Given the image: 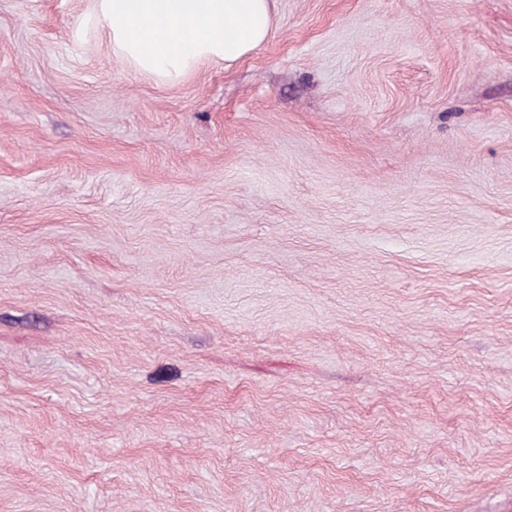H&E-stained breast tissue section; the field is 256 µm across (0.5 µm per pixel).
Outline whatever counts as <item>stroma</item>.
Masks as SVG:
<instances>
[{"label": "stroma", "instance_id": "stroma-1", "mask_svg": "<svg viewBox=\"0 0 512 512\" xmlns=\"http://www.w3.org/2000/svg\"><path fill=\"white\" fill-rule=\"evenodd\" d=\"M91 8L0 0V512H512V0ZM276 0H94L112 55L175 83L205 61L234 63L267 38Z\"/></svg>", "mask_w": 512, "mask_h": 512}]
</instances>
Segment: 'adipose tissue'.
<instances>
[{"label": "adipose tissue", "mask_w": 512, "mask_h": 512, "mask_svg": "<svg viewBox=\"0 0 512 512\" xmlns=\"http://www.w3.org/2000/svg\"><path fill=\"white\" fill-rule=\"evenodd\" d=\"M275 0H94L113 55L175 83L201 63H233L267 38Z\"/></svg>", "instance_id": "obj_1"}]
</instances>
